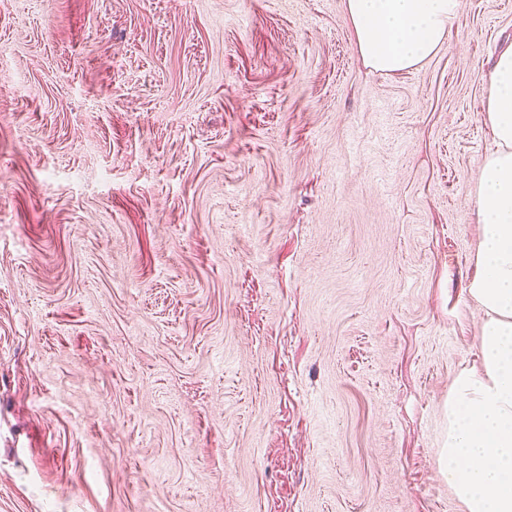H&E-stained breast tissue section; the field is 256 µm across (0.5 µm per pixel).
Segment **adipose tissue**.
<instances>
[{
	"label": "adipose tissue",
	"instance_id": "ef3b65f1",
	"mask_svg": "<svg viewBox=\"0 0 512 512\" xmlns=\"http://www.w3.org/2000/svg\"><path fill=\"white\" fill-rule=\"evenodd\" d=\"M357 49L372 71L411 70L443 43L462 0H346ZM485 122L495 148L483 161L473 206L480 226L468 292L485 316L478 363L448 394L444 475L466 512H512V45L496 52Z\"/></svg>",
	"mask_w": 512,
	"mask_h": 512
}]
</instances>
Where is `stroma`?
I'll list each match as a JSON object with an SVG mask.
<instances>
[{
  "label": "stroma",
  "mask_w": 512,
  "mask_h": 512,
  "mask_svg": "<svg viewBox=\"0 0 512 512\" xmlns=\"http://www.w3.org/2000/svg\"><path fill=\"white\" fill-rule=\"evenodd\" d=\"M510 40L463 0L381 75L345 0H0V512H465Z\"/></svg>",
  "instance_id": "35a3bbf8"
}]
</instances>
